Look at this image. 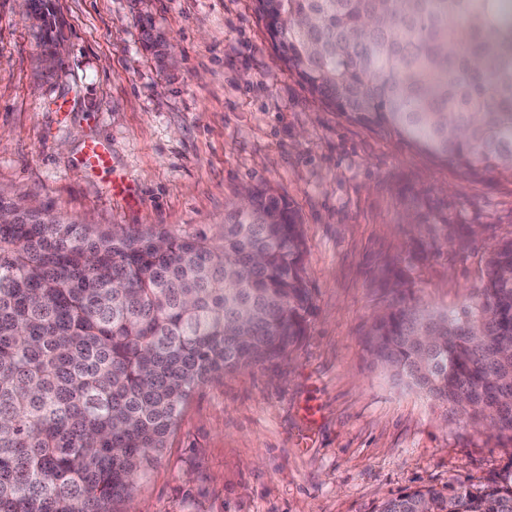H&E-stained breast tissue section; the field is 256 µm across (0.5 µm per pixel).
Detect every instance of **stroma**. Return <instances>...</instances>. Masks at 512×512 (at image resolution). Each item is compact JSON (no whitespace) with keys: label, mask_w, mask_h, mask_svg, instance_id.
Returning a JSON list of instances; mask_svg holds the SVG:
<instances>
[{"label":"stroma","mask_w":512,"mask_h":512,"mask_svg":"<svg viewBox=\"0 0 512 512\" xmlns=\"http://www.w3.org/2000/svg\"><path fill=\"white\" fill-rule=\"evenodd\" d=\"M54 66L0 0V194L84 224L219 237L260 187L295 210L314 309L287 355L200 385L119 512H375L406 488L480 486L506 438L399 381L374 317L476 301L512 239V182L467 177L348 123L283 71L253 0H57ZM110 163L84 159L89 139Z\"/></svg>","instance_id":"1"}]
</instances>
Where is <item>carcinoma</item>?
Here are the masks:
<instances>
[{
	"mask_svg": "<svg viewBox=\"0 0 512 512\" xmlns=\"http://www.w3.org/2000/svg\"><path fill=\"white\" fill-rule=\"evenodd\" d=\"M289 74L348 122L470 176L512 180V0H254ZM43 53L54 0H31ZM0 512H114L212 375L283 356L313 308L293 210L248 190L224 233L81 224L0 196ZM409 384L512 441V241L478 301L399 292L369 333ZM512 512V461L377 512Z\"/></svg>",
	"mask_w": 512,
	"mask_h": 512,
	"instance_id": "cac0c4a2",
	"label": "carcinoma"
}]
</instances>
